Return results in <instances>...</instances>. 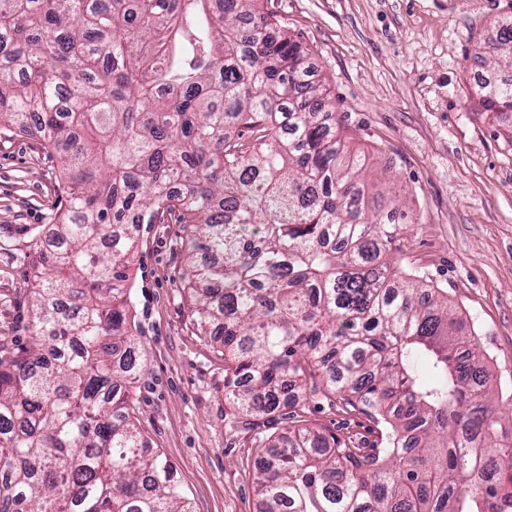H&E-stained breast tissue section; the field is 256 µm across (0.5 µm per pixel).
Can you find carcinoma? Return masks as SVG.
Returning <instances> with one entry per match:
<instances>
[{"label":"carcinoma","mask_w":512,"mask_h":512,"mask_svg":"<svg viewBox=\"0 0 512 512\" xmlns=\"http://www.w3.org/2000/svg\"><path fill=\"white\" fill-rule=\"evenodd\" d=\"M259 0H0V127L60 154L34 342L0 357V512H190L134 421L126 269L143 224L184 225L191 317L255 419L329 402L368 451L294 424L259 512H512V426L448 292L393 253L412 218L368 192L301 44ZM512 69V16L479 45ZM512 112V74L482 86ZM246 128L251 138L240 137Z\"/></svg>","instance_id":"cac0c4a2"}]
</instances>
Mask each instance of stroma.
Returning <instances> with one entry per match:
<instances>
[{
    "label": "stroma",
    "instance_id": "35a3bbf8",
    "mask_svg": "<svg viewBox=\"0 0 512 512\" xmlns=\"http://www.w3.org/2000/svg\"><path fill=\"white\" fill-rule=\"evenodd\" d=\"M279 29L309 50L371 182L395 187L414 225L398 255L447 289L512 410V113L480 112L489 66L474 54L512 0H275ZM65 205L62 167L39 134L0 130V346L28 345L34 256ZM187 237L142 225L129 284L140 369L137 425L175 469L192 512H258L254 473L282 413L254 424L224 400V355L198 330L181 286ZM302 417L324 433L377 441L361 411L326 404Z\"/></svg>",
    "mask_w": 512,
    "mask_h": 512
}]
</instances>
